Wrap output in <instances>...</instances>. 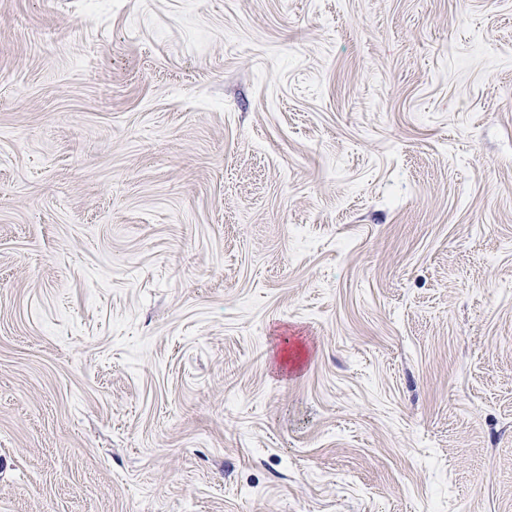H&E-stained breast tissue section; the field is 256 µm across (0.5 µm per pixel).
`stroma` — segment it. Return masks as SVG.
Returning a JSON list of instances; mask_svg holds the SVG:
<instances>
[{
	"instance_id": "obj_1",
	"label": "stroma",
	"mask_w": 512,
	"mask_h": 512,
	"mask_svg": "<svg viewBox=\"0 0 512 512\" xmlns=\"http://www.w3.org/2000/svg\"><path fill=\"white\" fill-rule=\"evenodd\" d=\"M0 512H512V0H0Z\"/></svg>"
}]
</instances>
